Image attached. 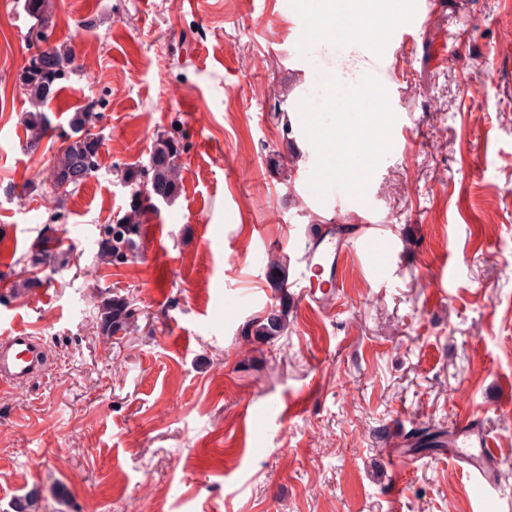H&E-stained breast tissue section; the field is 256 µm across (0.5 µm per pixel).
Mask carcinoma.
Instances as JSON below:
<instances>
[{
    "instance_id": "cac0c4a2",
    "label": "carcinoma",
    "mask_w": 512,
    "mask_h": 512,
    "mask_svg": "<svg viewBox=\"0 0 512 512\" xmlns=\"http://www.w3.org/2000/svg\"><path fill=\"white\" fill-rule=\"evenodd\" d=\"M43 52L54 64L72 67L73 57L68 45L48 44ZM19 80L31 105V109L24 112L23 122L29 146L35 148L56 128L51 103L62 89L61 81L27 65L21 69ZM99 118L98 113L90 112L84 106L73 112L69 119L68 140L61 142L50 173L53 193L80 187L88 175L98 170L99 153L91 152V145L83 138V132L94 126ZM183 152L181 137L174 132L161 134L154 140L147 164H129L120 170L121 182L129 188L128 201L123 214L102 225L98 241L100 256L109 263L124 264L138 255L143 243V225L148 221V213L157 209L154 200L167 203L179 195ZM48 258L49 255L40 251L27 254V266L33 273L28 287L35 288L41 283L36 271L46 264ZM136 312L128 298L113 294L99 311L102 334L112 337L127 332L136 321ZM285 326L286 316L277 315L259 324L255 334L276 336Z\"/></svg>"
}]
</instances>
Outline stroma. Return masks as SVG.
Segmentation results:
<instances>
[{
	"mask_svg": "<svg viewBox=\"0 0 512 512\" xmlns=\"http://www.w3.org/2000/svg\"><path fill=\"white\" fill-rule=\"evenodd\" d=\"M436 2L389 0L371 42L302 49L286 0H47L50 41L70 45L75 68L56 118L91 98L102 114L98 171L58 199L27 189L58 146H26L32 21L24 0H0V333L31 329L51 358L31 386L0 392V512L17 497L30 512H472L448 448L394 461L380 447L398 425L455 430L464 411L500 450L486 512H512V412L498 405L512 385V0ZM409 9L425 22L399 52L386 33ZM454 30L462 41L436 65ZM393 52L377 161L306 181L324 168L307 140L333 132ZM305 94L308 119L293 110ZM176 121L181 191L150 216L142 256L107 264L99 226L128 201L116 170L147 162ZM348 180L354 191L337 192ZM366 217L387 275L355 247L333 309L306 303L289 255L312 225L350 239ZM40 247L53 256L45 289L20 294L21 259ZM115 293L138 321L107 338L98 306ZM283 312V335H253Z\"/></svg>",
	"mask_w": 512,
	"mask_h": 512,
	"instance_id": "35a3bbf8",
	"label": "stroma"
}]
</instances>
